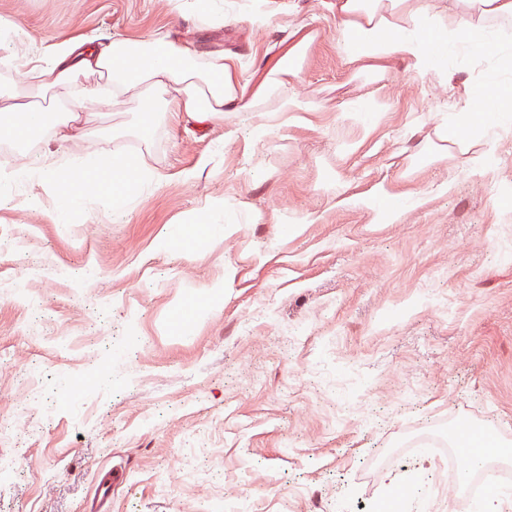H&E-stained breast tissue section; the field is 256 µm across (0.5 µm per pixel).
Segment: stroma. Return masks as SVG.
I'll return each instance as SVG.
<instances>
[{
	"label": "stroma",
	"instance_id": "obj_1",
	"mask_svg": "<svg viewBox=\"0 0 512 512\" xmlns=\"http://www.w3.org/2000/svg\"><path fill=\"white\" fill-rule=\"evenodd\" d=\"M328 2L212 0L232 21L209 28L195 0H0L20 58L166 33L235 56L252 87L306 40L283 92L308 104L270 130L158 112L145 147L134 102L44 93L90 132L74 154H141L158 184L64 224L32 186L0 195V421L25 406L36 427L0 442V512H374L395 483L400 512H457L449 430L512 439V123L440 138L465 86L512 68L462 45L422 72L346 63ZM390 197L403 216L378 222ZM115 465L127 480L96 508Z\"/></svg>",
	"mask_w": 512,
	"mask_h": 512
}]
</instances>
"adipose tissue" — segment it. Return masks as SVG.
<instances>
[{"label": "adipose tissue", "instance_id": "ef3b65f1", "mask_svg": "<svg viewBox=\"0 0 512 512\" xmlns=\"http://www.w3.org/2000/svg\"><path fill=\"white\" fill-rule=\"evenodd\" d=\"M328 8L336 19L339 51L347 61L398 56L418 70L437 67L449 46L460 40L480 52L492 49L487 20L512 22V0H453L437 11L430 10L425 0H330ZM304 49L301 42L290 46L252 89L242 83L232 58L204 56L195 45L177 46L161 34L140 41L118 33L97 42L65 40L33 65L10 61L14 82L0 90V139L22 147L48 126L53 130V147L40 164L25 163L1 171L0 188L32 182L48 190L54 200L53 218L61 224L71 209L89 198L121 212L130 187L156 179L140 160L112 155L90 159L70 153L72 115L48 121L43 112L28 105L33 93L75 86L74 79L81 72L100 74L99 83L75 86L79 97L99 103L120 100L137 85L149 83L160 101L140 104L145 119L135 129L138 140L147 144L153 131L146 118L160 104L200 123L222 119L228 112L258 111L260 102L270 98L276 101V111L303 109V102L280 95L277 89L297 77L295 60ZM464 99L476 106L480 125L512 119V112L503 107L504 101L512 99L511 85H497L492 95L468 86Z\"/></svg>", "mask_w": 512, "mask_h": 512}]
</instances>
